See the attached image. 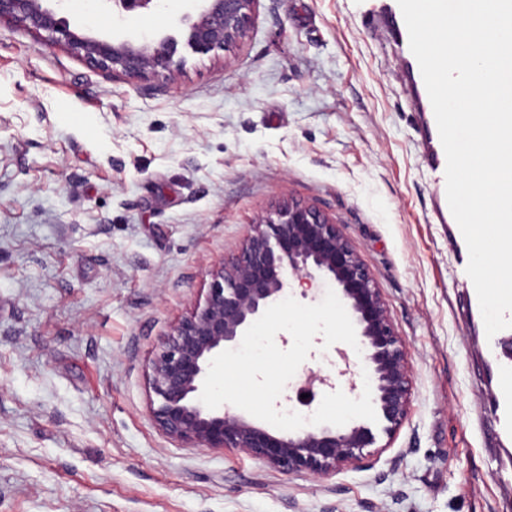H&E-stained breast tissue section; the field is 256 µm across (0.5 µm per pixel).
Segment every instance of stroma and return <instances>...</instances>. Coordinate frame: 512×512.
Segmentation results:
<instances>
[{
    "mask_svg": "<svg viewBox=\"0 0 512 512\" xmlns=\"http://www.w3.org/2000/svg\"><path fill=\"white\" fill-rule=\"evenodd\" d=\"M392 0H260L229 49L179 46L174 78L89 67L0 25V512H512L464 237L434 181L432 109ZM98 36L181 37L194 0L140 25L62 0ZM288 198L354 244L405 338L410 413L369 467L286 474L154 422L150 360L210 271ZM315 337L309 372L349 391L362 357Z\"/></svg>",
    "mask_w": 512,
    "mask_h": 512,
    "instance_id": "1",
    "label": "stroma"
}]
</instances>
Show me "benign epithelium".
<instances>
[{"mask_svg":"<svg viewBox=\"0 0 512 512\" xmlns=\"http://www.w3.org/2000/svg\"><path fill=\"white\" fill-rule=\"evenodd\" d=\"M50 2L0 0V22L22 26L50 47H66L93 69L137 79L174 75L175 37L101 38ZM101 2L112 15L123 17L152 13L162 0ZM197 2L195 12L182 16L180 23L186 45L203 53L244 39L258 0ZM210 276L204 302L174 325L151 361V413L158 427L169 438L198 448H237L285 473L316 478L357 468L378 452L375 435L364 423L311 425L280 434L227 406L209 409L200 401L210 361L236 346L269 306L288 295L292 282H330L359 337L383 431L391 433L406 420L412 403L406 341L372 273L339 225L313 203L281 201L252 225L241 252Z\"/></svg>","mask_w":512,"mask_h":512,"instance_id":"7a95c632","label":"benign epithelium"}]
</instances>
